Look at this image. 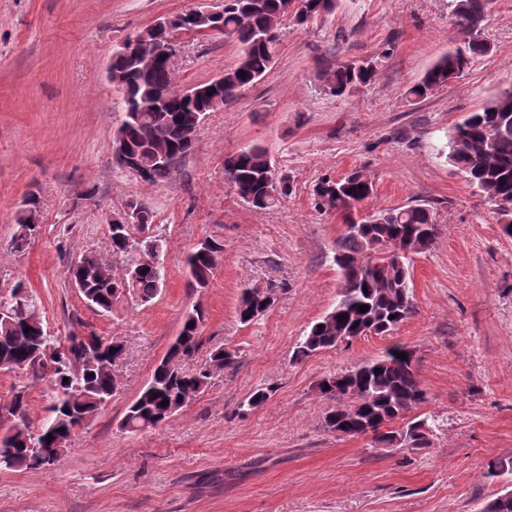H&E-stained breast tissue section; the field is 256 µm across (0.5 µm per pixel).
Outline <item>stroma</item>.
Listing matches in <instances>:
<instances>
[{"mask_svg":"<svg viewBox=\"0 0 512 512\" xmlns=\"http://www.w3.org/2000/svg\"><path fill=\"white\" fill-rule=\"evenodd\" d=\"M205 3L0 0V291L25 281L52 335L91 330L126 346L119 393L68 438L61 464L0 472V512H479L512 490V472L484 475L490 459H512V237L440 149L466 114L512 86V0L491 4V53L422 100L406 90L459 43L448 0H340L313 24L285 21L266 75L206 113L171 177L149 183L112 162L122 95L106 69L127 36ZM178 45L181 87L216 78L238 54L220 35L182 34ZM380 53L370 86L346 98L322 91L321 63ZM249 145L267 148L288 179L273 208L249 207L224 178L225 156ZM355 170L374 184L364 210L424 204L436 216L438 236L411 260L415 312L390 334L294 364L293 345L333 307L339 283L331 256L343 221L316 209L313 189ZM30 195L41 232L16 253L11 240ZM132 199L154 212L165 288L148 304L124 300L99 314L70 268L95 254L123 271L108 222ZM211 235L223 238L224 253L196 291L184 259ZM255 284L273 287L277 300L244 324L237 299ZM196 306L206 320L186 369L224 347L238 349L237 367L214 372L157 427L123 432L128 404ZM396 345L415 354L427 393L420 414L439 420L430 447L392 450L327 432L318 382ZM260 388L268 400L248 406Z\"/></svg>","mask_w":512,"mask_h":512,"instance_id":"35a3bbf8","label":"stroma"}]
</instances>
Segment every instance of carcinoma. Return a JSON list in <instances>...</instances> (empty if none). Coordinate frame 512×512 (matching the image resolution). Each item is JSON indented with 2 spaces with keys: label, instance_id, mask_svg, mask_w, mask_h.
<instances>
[{
  "label": "carcinoma",
  "instance_id": "1",
  "mask_svg": "<svg viewBox=\"0 0 512 512\" xmlns=\"http://www.w3.org/2000/svg\"><path fill=\"white\" fill-rule=\"evenodd\" d=\"M337 6V0H222L219 11L200 22L195 13H183L175 17L170 28L152 24L128 36L112 54V72L120 79L123 115L112 148L137 161V166L127 171L152 183L168 179L192 149L205 113L233 101L271 68L279 51L280 25L288 18V12H293L299 26L333 13ZM448 6L453 25L467 41L468 51L457 48L440 56L418 85L407 90L413 99L426 98L462 73L472 57L491 51L490 45L480 40L489 0H448ZM198 28L234 41L239 47L238 59L224 70L219 82L211 80L177 91L170 66L160 61L148 62L146 55L173 32L193 33ZM382 63V57L372 56L329 65L321 73L324 91L333 97H347L370 84ZM457 126L465 129V138L446 151L448 164L464 174L499 214L512 216V99L496 93L481 110L470 113ZM491 129L496 137L488 143L486 136ZM158 153L167 154L170 163L156 164L154 156ZM224 177L241 201L257 209L273 207L289 190L286 179L277 177L268 151L257 145L226 155ZM373 191V182L360 171L338 179L324 177L314 188L318 210L334 211L342 216L343 223L356 222L360 229L343 232L336 238L332 257L340 278L336 304L299 338L291 356L293 363L348 344L368 331L386 335L414 312L408 254L425 252L438 235L439 224L433 211L423 204L383 209L355 221L353 215L358 206ZM28 204L12 238L16 252L24 251L40 230L32 208L35 201ZM130 210L138 214L139 223H125ZM153 223L150 206L139 200L128 201L125 210L113 216L109 225L112 253L129 258L123 272L117 276L111 264L101 268L87 256L72 265L71 278L79 285L89 308L110 312L123 298L146 304L163 290L164 275L157 260L162 243L150 233ZM396 241L402 252L399 260L369 265L371 253ZM223 253V239L210 236L200 240L186 257L188 286L208 287ZM27 293L28 287L22 281L8 293L0 292V308L16 316L13 323L0 320V369L17 371L24 379L14 389L11 400L0 408L13 420V425L0 433V471H40L28 462L30 448H44L53 458L63 459L67 448L57 444L55 437H66L92 419L120 386L112 371V358L124 355L123 341L117 336L108 340L93 331L85 336L72 335L65 343L58 340L44 329L34 304L18 301L20 295ZM274 303L270 287L245 289L237 307L240 322H252ZM362 305L368 310L359 311ZM343 314L346 319H339ZM203 320L200 307L186 314L165 357L127 407L120 423L123 431L134 434L157 426L181 408L182 399L203 392L214 369L236 366L238 351L225 347L214 350L209 362L198 370L182 369L181 362L192 356L201 343ZM398 352L406 353V359L397 357ZM45 380L52 383L51 401L40 429L32 431L28 392ZM318 390L333 402L323 417V427L328 432L343 437L371 435L383 448H429L436 419L429 415L417 421L407 420V415L427 400L410 349L392 347L380 359L365 362L346 374L323 378ZM164 400L169 404L161 405ZM399 420L405 422L406 435L397 441ZM49 435L53 440L48 442ZM505 472H512L511 459L488 461L486 476L493 478ZM483 512H512V491L488 501Z\"/></svg>",
  "mask_w": 512,
  "mask_h": 512
}]
</instances>
